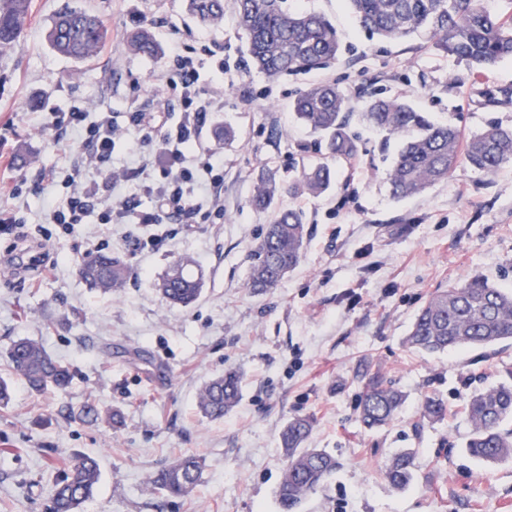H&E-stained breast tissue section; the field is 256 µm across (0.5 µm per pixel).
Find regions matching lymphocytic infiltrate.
<instances>
[{
    "label": "lymphocytic infiltrate",
    "mask_w": 512,
    "mask_h": 512,
    "mask_svg": "<svg viewBox=\"0 0 512 512\" xmlns=\"http://www.w3.org/2000/svg\"><path fill=\"white\" fill-rule=\"evenodd\" d=\"M223 69L224 59L212 45H176L156 80L164 91L150 107L130 112L126 125H118L111 112H87L73 106L50 109L47 124L54 129L56 150L76 151L79 161L68 174L46 169L40 181L62 186L64 193L48 214V223L67 236L79 234L90 215L102 224H154L156 233L139 239L140 249H162L169 237L165 225L214 224L224 218L221 199L224 188V156L206 145L203 131L224 109V88L208 91L198 86L206 64ZM80 130L83 140L72 148L65 140L68 130ZM134 137L154 140L152 152L142 155L136 171L113 167L112 148L116 139ZM135 181L136 195L114 198L116 185ZM151 198V209L140 207L139 195Z\"/></svg>",
    "instance_id": "1"
}]
</instances>
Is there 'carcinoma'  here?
Instances as JSON below:
<instances>
[{"label":"carcinoma","mask_w":512,"mask_h":512,"mask_svg":"<svg viewBox=\"0 0 512 512\" xmlns=\"http://www.w3.org/2000/svg\"><path fill=\"white\" fill-rule=\"evenodd\" d=\"M504 2L508 10L493 13L482 0H349L354 21L369 34L398 41L427 30L437 49L481 69L512 60V0ZM185 6L205 26L224 21V0H185ZM30 7L31 0H0V55L20 46ZM233 7L252 66L269 78L325 69L338 59L341 35L321 13L294 11L286 0H234ZM108 35V26L100 17L66 0L51 18L47 40L56 53L82 62L96 56ZM127 45L137 55L160 57L159 46L147 28L132 30ZM349 103L348 94L338 84L322 83L301 91L292 104L296 119L322 135L327 154L343 162L359 154L358 140L348 130ZM363 115L388 136L401 139L387 172L395 199L425 193L460 166L491 175L512 163V127L492 124L465 138L453 122L434 123L428 113L405 98L376 94L366 101ZM335 180L336 170L327 162L302 164L286 187L263 174L254 186L250 205L268 210L285 190L290 195L315 196ZM307 237L301 212L275 210L273 221L265 226L253 250L248 287L256 291L277 287L299 265ZM82 275L89 287L112 292L126 286L128 270L117 258L97 255L83 259ZM159 291L170 306L186 309L199 299L202 278L190 271V260H179L166 270ZM508 339H512V291L473 274L435 291L416 312L406 343L421 353L435 354ZM7 359L12 373L32 392H64L71 384L70 365L30 338L14 340ZM362 382L359 422L366 430L379 429L398 413L405 394L379 371L363 374ZM241 391L240 375L226 371L207 383L198 407L204 416L222 419L238 404ZM464 409L471 425L465 444L469 455L487 463L512 459V382L474 392ZM446 413L445 405L430 397L421 416L436 422ZM80 416L93 420L104 416L114 426L122 419L119 410L103 411L93 401L83 405ZM312 427L311 417L295 416L280 431L279 443L286 458L277 489L280 512H296L301 501L323 486L338 467L327 451L303 447ZM203 470L202 460L185 457L150 475L149 484L163 495L185 497L202 481ZM383 475L396 489L407 487L413 479V453L393 455ZM99 477L96 458L74 455L70 474L51 490V512H79L93 496Z\"/></svg>","instance_id":"carcinoma-1"}]
</instances>
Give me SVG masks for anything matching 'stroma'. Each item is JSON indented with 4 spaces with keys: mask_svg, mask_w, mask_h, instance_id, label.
<instances>
[{
    "mask_svg": "<svg viewBox=\"0 0 512 512\" xmlns=\"http://www.w3.org/2000/svg\"><path fill=\"white\" fill-rule=\"evenodd\" d=\"M62 0H31L24 41L0 57V185L22 189L27 231L45 224L54 192L37 185L42 167L65 166L48 130V108L89 103L117 123L160 94L163 59L132 54L127 35L152 29L162 47L206 38L224 49L230 73L211 68L202 85L224 86L216 126L231 124L224 146V220L173 224L157 252L137 249L142 224H88L131 275L116 294L80 277L81 238L0 240V377L12 378L6 349L30 337L74 371L66 394H31L13 380L14 401L0 410V512H51L50 490L73 454L97 457L100 481L82 512H279L276 490L285 460L278 434L289 418L315 420L308 447L339 466L298 512H512V461L489 464L470 456L471 426L462 411L479 388L512 377V343L427 355L404 338L433 292L462 275L487 277L512 290V164L486 176L462 166L425 194L391 197L390 158L381 132L360 114L371 93L407 97L463 135L491 124L512 126V60L471 69L438 51L428 37L385 42L358 27L346 0H288L324 14L342 36L336 64L268 80L247 58L233 12L204 27L184 0H76L112 28V38L79 64L53 51L49 21ZM333 81L349 94V129L361 152L336 167L320 196L282 195L309 228L299 266L263 294L247 286L251 253L272 212L251 208L258 175L291 181L302 162L325 156V143L291 114L295 96ZM191 257L203 293L188 309L170 307L160 276ZM380 370L403 390V408L386 426L357 421L361 375ZM242 378L239 404L223 419L198 409L204 384L224 371ZM442 399L447 419L421 417L427 397ZM93 400L117 407L122 423L75 419ZM415 449L416 479L403 491L383 476L386 461ZM204 458L203 480L187 497H165L149 476L179 457Z\"/></svg>",
    "mask_w": 512,
    "mask_h": 512,
    "instance_id": "35a3bbf8",
    "label": "stroma"
}]
</instances>
